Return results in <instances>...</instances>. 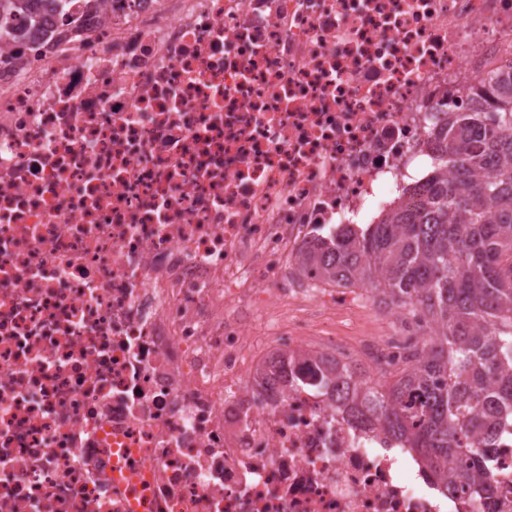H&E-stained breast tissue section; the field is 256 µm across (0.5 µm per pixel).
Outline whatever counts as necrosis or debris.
I'll list each match as a JSON object with an SVG mask.
<instances>
[{
	"mask_svg": "<svg viewBox=\"0 0 512 512\" xmlns=\"http://www.w3.org/2000/svg\"><path fill=\"white\" fill-rule=\"evenodd\" d=\"M0 42V512H512V428L473 488L337 409L317 226L372 224L428 134L512 59V0H99Z\"/></svg>",
	"mask_w": 512,
	"mask_h": 512,
	"instance_id": "1",
	"label": "necrosis or debris"
}]
</instances>
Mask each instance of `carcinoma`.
Here are the masks:
<instances>
[{
	"mask_svg": "<svg viewBox=\"0 0 512 512\" xmlns=\"http://www.w3.org/2000/svg\"><path fill=\"white\" fill-rule=\"evenodd\" d=\"M70 0H0V41L16 55L36 50L31 33L45 15L77 27ZM481 77L475 97L488 108L448 110L433 149L453 176L417 185L378 223L349 224L306 246L300 265L340 288L356 286L426 330L423 348L385 383L363 369L328 373L336 405L354 409L407 443L441 471L446 488L473 479V438L484 448L512 422V65Z\"/></svg>",
	"mask_w": 512,
	"mask_h": 512,
	"instance_id": "cac0c4a2",
	"label": "carcinoma"
}]
</instances>
